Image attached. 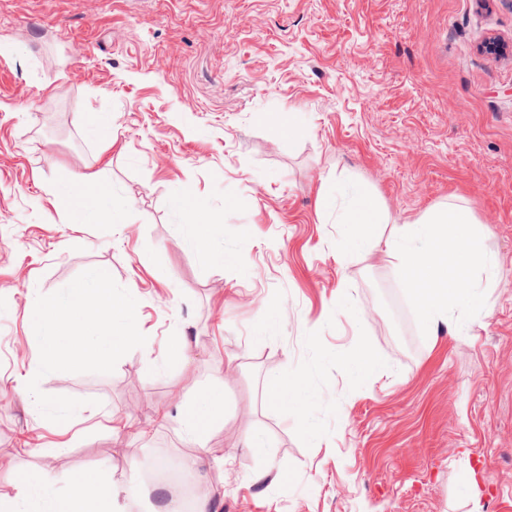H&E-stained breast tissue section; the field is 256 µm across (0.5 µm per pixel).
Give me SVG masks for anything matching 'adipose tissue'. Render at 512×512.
<instances>
[{
	"label": "adipose tissue",
	"instance_id": "1",
	"mask_svg": "<svg viewBox=\"0 0 512 512\" xmlns=\"http://www.w3.org/2000/svg\"><path fill=\"white\" fill-rule=\"evenodd\" d=\"M55 202L72 224H124L131 213L130 201L108 183L99 185L91 198L59 194ZM190 206L191 195L186 191L175 193L168 203L170 212L183 220L180 246L201 251L210 236L207 218L200 212L191 213ZM220 417L211 394L205 393L181 411L178 424L188 439L197 441ZM15 489L13 497L0 499V512H120L115 481L97 472L76 481L67 493L59 492L55 477L44 473L21 477Z\"/></svg>",
	"mask_w": 512,
	"mask_h": 512
}]
</instances>
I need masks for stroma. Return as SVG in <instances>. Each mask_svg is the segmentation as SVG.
I'll return each mask as SVG.
<instances>
[{
  "label": "stroma",
  "mask_w": 512,
  "mask_h": 512,
  "mask_svg": "<svg viewBox=\"0 0 512 512\" xmlns=\"http://www.w3.org/2000/svg\"><path fill=\"white\" fill-rule=\"evenodd\" d=\"M0 38L29 49L0 56V496L32 472L129 489L194 455L213 512H512V0H0ZM91 112L111 131L88 135ZM338 180L400 224L466 205L498 264L488 315L422 336L393 268L320 223ZM99 182L136 233L65 223L55 194ZM180 189L218 217L223 262L178 245ZM91 267L135 293L147 341L40 380L84 402L62 433L16 380L32 299ZM361 347L381 366L356 384ZM294 373L308 409L267 395ZM210 390L223 419L185 440L177 413Z\"/></svg>",
  "instance_id": "1"
}]
</instances>
